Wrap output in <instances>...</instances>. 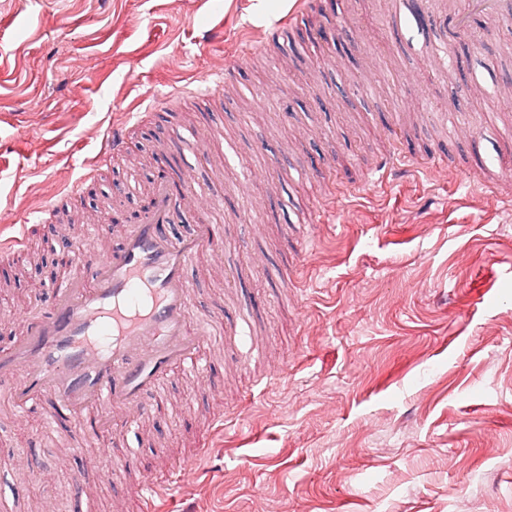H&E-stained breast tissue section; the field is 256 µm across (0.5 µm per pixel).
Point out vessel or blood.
<instances>
[{"label":"vessel or blood","instance_id":"1","mask_svg":"<svg viewBox=\"0 0 512 512\" xmlns=\"http://www.w3.org/2000/svg\"><path fill=\"white\" fill-rule=\"evenodd\" d=\"M308 0H292L287 13L257 40V49L275 50L279 37L305 12ZM495 25L512 26V0H478ZM144 113H126L112 123L98 154L82 164L85 174L124 155L129 131ZM205 192L187 169L163 173L152 195L127 224H110L106 214L93 217L94 237L116 235L117 247L103 250L94 238H77L68 253V272L50 296L48 311L28 319L9 348L0 350V384L12 403L28 408L52 401L70 416V427L87 437L108 440L114 429L138 433L152 415L151 394L173 370L207 375V350L225 334L224 320L198 321L188 271L215 238L208 218L196 233L174 235L170 217L182 207L199 208ZM27 243L25 227H12L0 214V256ZM145 478L136 492L144 512L167 484Z\"/></svg>","mask_w":512,"mask_h":512}]
</instances>
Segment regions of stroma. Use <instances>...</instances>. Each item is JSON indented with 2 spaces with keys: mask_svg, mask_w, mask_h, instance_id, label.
Segmentation results:
<instances>
[{
  "mask_svg": "<svg viewBox=\"0 0 512 512\" xmlns=\"http://www.w3.org/2000/svg\"><path fill=\"white\" fill-rule=\"evenodd\" d=\"M289 0H0V208L18 224L54 203L80 225L147 200L157 144L208 137L181 161L214 193L232 236L189 270L197 304L255 310L253 336L215 346L217 377L175 373L161 414L114 440L149 470L180 469L165 512H512V35L466 0L454 40L478 65L432 74L399 0H314L337 41L292 37L241 60L235 87L199 105L193 89L236 43L259 36ZM158 102L126 155L76 197L74 163L94 157L120 113ZM452 112L446 133L438 115ZM447 150L453 171L376 180L369 166ZM313 212L314 221L299 216ZM27 254L0 259V347L47 298L67 244L56 221L31 224ZM261 357L238 368L248 349ZM227 437L198 457L209 417ZM77 434L47 432L37 411L0 395V512H142L133 480L87 470Z\"/></svg>",
  "mask_w": 512,
  "mask_h": 512,
  "instance_id": "obj_1",
  "label": "stroma"
}]
</instances>
